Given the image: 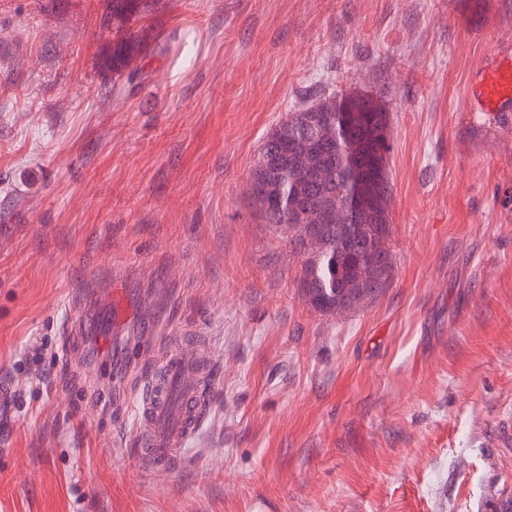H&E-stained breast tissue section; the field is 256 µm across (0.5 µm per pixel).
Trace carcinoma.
<instances>
[{
    "label": "carcinoma",
    "instance_id": "obj_1",
    "mask_svg": "<svg viewBox=\"0 0 512 512\" xmlns=\"http://www.w3.org/2000/svg\"><path fill=\"white\" fill-rule=\"evenodd\" d=\"M158 0H112L110 12L103 18V27L112 30V54L107 67L119 77H126L128 84L143 80L142 68L130 69L146 46L162 55L168 45L160 41L150 42L146 29H130V18L135 14L150 12ZM369 98L362 95H337L333 92H316L293 107L285 120L268 135L260 148L258 161L251 177L273 191H279L288 199L282 207L266 208L257 200H251L266 224H273L288 235V240L304 249L307 257L302 262L299 285L305 296L319 305L321 312L352 310L358 304L376 299L382 289L364 283L357 288L347 284L359 278V266L373 260L372 244L375 234L390 236L389 212L377 220L359 212V184L356 169L349 157L365 143L362 132L344 134V117L347 114L365 112ZM317 112L324 122L335 127L332 150L327 158L328 170L321 173L316 186L306 183L307 173L284 156V145L303 133L298 127L299 114ZM311 195L324 209L339 208L346 214L343 222L323 224L306 243L295 230L298 224H315L318 218L309 213L302 215L303 204L298 196Z\"/></svg>",
    "mask_w": 512,
    "mask_h": 512
}]
</instances>
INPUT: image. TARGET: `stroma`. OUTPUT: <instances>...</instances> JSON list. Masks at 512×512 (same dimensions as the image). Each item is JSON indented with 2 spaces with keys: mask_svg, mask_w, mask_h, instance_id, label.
Listing matches in <instances>:
<instances>
[{
  "mask_svg": "<svg viewBox=\"0 0 512 512\" xmlns=\"http://www.w3.org/2000/svg\"><path fill=\"white\" fill-rule=\"evenodd\" d=\"M106 4L0 0V512H492L512 106L472 115L466 79L512 45V0H165L136 24L180 38L133 93L102 74ZM322 84L382 97L392 145V282L343 314L247 200ZM184 329L215 357L206 419L149 470L140 384Z\"/></svg>",
  "mask_w": 512,
  "mask_h": 512,
  "instance_id": "35a3bbf8",
  "label": "stroma"
}]
</instances>
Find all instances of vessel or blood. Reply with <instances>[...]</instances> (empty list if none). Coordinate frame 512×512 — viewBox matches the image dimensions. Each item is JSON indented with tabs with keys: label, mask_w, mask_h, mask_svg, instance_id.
I'll return each instance as SVG.
<instances>
[{
	"label": "vessel or blood",
	"mask_w": 512,
	"mask_h": 512,
	"mask_svg": "<svg viewBox=\"0 0 512 512\" xmlns=\"http://www.w3.org/2000/svg\"><path fill=\"white\" fill-rule=\"evenodd\" d=\"M472 96L483 112H498L512 103L511 52L476 73ZM211 362L206 353L176 352L143 380L136 428L144 465L164 470L178 464L205 416L201 393L192 380Z\"/></svg>",
	"instance_id": "b4317fda"
}]
</instances>
